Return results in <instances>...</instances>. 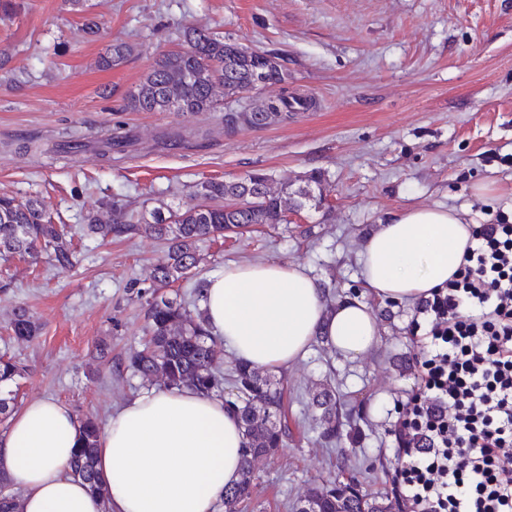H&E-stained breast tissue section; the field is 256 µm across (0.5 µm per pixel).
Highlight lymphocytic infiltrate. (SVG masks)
Returning a JSON list of instances; mask_svg holds the SVG:
<instances>
[{
    "mask_svg": "<svg viewBox=\"0 0 512 512\" xmlns=\"http://www.w3.org/2000/svg\"><path fill=\"white\" fill-rule=\"evenodd\" d=\"M417 309L395 496L409 512H512V216L474 227L456 276Z\"/></svg>",
    "mask_w": 512,
    "mask_h": 512,
    "instance_id": "obj_1",
    "label": "lymphocytic infiltrate"
}]
</instances>
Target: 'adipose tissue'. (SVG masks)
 <instances>
[{
	"instance_id": "1",
	"label": "adipose tissue",
	"mask_w": 512,
	"mask_h": 512,
	"mask_svg": "<svg viewBox=\"0 0 512 512\" xmlns=\"http://www.w3.org/2000/svg\"><path fill=\"white\" fill-rule=\"evenodd\" d=\"M471 241L467 212L415 208L388 218L361 252L363 279L377 297L417 303L457 273ZM207 328L250 366L280 370L315 337L350 358L371 351L380 326L350 299L327 306L325 290L302 267L282 262L225 266L201 300ZM81 446L73 411L27 402L0 433V476L23 489L22 512H214L242 479L243 437L223 399L188 388L154 389L111 415L97 448L108 500L67 473Z\"/></svg>"
}]
</instances>
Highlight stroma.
<instances>
[{"mask_svg":"<svg viewBox=\"0 0 512 512\" xmlns=\"http://www.w3.org/2000/svg\"><path fill=\"white\" fill-rule=\"evenodd\" d=\"M102 23L82 30L85 18ZM203 27L276 58L291 90L314 109L265 126L227 127L224 111L128 112L123 105L155 61ZM132 44L120 66L95 62L107 44ZM125 142L103 157L110 131ZM79 152H69L71 144ZM263 170L299 187L321 172L323 204L278 229L254 227L202 243L204 261L178 296L194 300L195 279L244 262L295 263L336 289L354 292L376 315L381 336L351 359L315 340L285 370L298 430L260 462L245 512H292L315 482H355L392 499L393 411L414 385L416 309L376 298L363 285L361 250L377 224L412 207L466 209L473 224L512 212V196H476L475 185H512V0H11L0 12V195L39 199L76 229L80 262L61 272L45 262L0 257V355L29 374L19 403L50 398L107 422L143 394L115 370L144 334L143 299L166 248L150 237L81 235L88 209L113 194L135 205L179 207L190 186ZM41 323L31 343L4 326L18 305ZM110 362L96 363L100 342ZM331 380L337 401L361 402L332 448L308 406Z\"/></svg>","mask_w":512,"mask_h":512,"instance_id":"1","label":"stroma"}]
</instances>
